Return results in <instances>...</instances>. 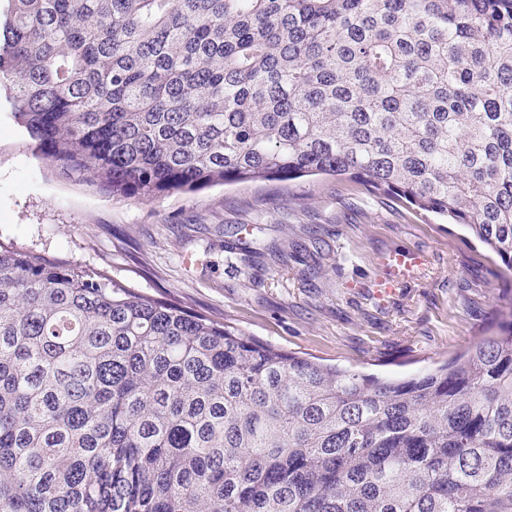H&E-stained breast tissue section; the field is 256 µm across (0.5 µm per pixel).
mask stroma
Segmentation results:
<instances>
[{
	"instance_id": "stroma-1",
	"label": "stroma",
	"mask_w": 512,
	"mask_h": 512,
	"mask_svg": "<svg viewBox=\"0 0 512 512\" xmlns=\"http://www.w3.org/2000/svg\"><path fill=\"white\" fill-rule=\"evenodd\" d=\"M0 106V239L284 350L401 378L497 335L512 272L461 226L332 176L113 201L37 157ZM422 263L376 297L382 258Z\"/></svg>"
}]
</instances>
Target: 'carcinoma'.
I'll return each instance as SVG.
<instances>
[{
  "label": "carcinoma",
  "instance_id": "carcinoma-1",
  "mask_svg": "<svg viewBox=\"0 0 512 512\" xmlns=\"http://www.w3.org/2000/svg\"><path fill=\"white\" fill-rule=\"evenodd\" d=\"M0 91L116 199L346 176L512 271V0H8ZM0 512H512V317L379 377L0 240Z\"/></svg>",
  "mask_w": 512,
  "mask_h": 512
}]
</instances>
